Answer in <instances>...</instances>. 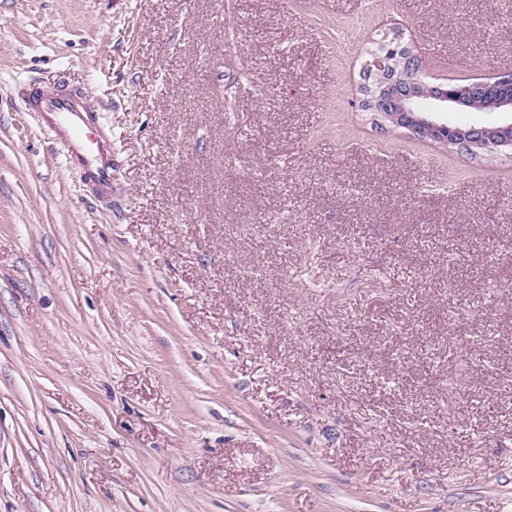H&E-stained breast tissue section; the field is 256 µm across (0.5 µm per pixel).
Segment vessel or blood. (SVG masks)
<instances>
[{
  "mask_svg": "<svg viewBox=\"0 0 512 512\" xmlns=\"http://www.w3.org/2000/svg\"><path fill=\"white\" fill-rule=\"evenodd\" d=\"M29 107L61 144L67 166L78 170L102 199L112 191V131L99 109L78 90L34 89Z\"/></svg>",
  "mask_w": 512,
  "mask_h": 512,
  "instance_id": "1",
  "label": "vessel or blood"
}]
</instances>
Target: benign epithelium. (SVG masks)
Returning <instances> with one entry per match:
<instances>
[{
	"instance_id": "benign-epithelium-1",
	"label": "benign epithelium",
	"mask_w": 512,
	"mask_h": 512,
	"mask_svg": "<svg viewBox=\"0 0 512 512\" xmlns=\"http://www.w3.org/2000/svg\"><path fill=\"white\" fill-rule=\"evenodd\" d=\"M412 61L413 57L397 45L372 57L369 62L372 71L379 74L398 72L406 83L402 89L393 83L376 86L374 111L394 126L405 128L420 138H431L467 150L512 148V122L496 128L474 126L462 130L451 120V114L464 109L485 84L494 81L511 86L512 71L496 72L464 86L446 84L442 93L432 96Z\"/></svg>"
}]
</instances>
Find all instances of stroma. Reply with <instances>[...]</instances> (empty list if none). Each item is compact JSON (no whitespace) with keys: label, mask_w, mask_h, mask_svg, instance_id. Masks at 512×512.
<instances>
[{"label":"stroma","mask_w":512,"mask_h":512,"mask_svg":"<svg viewBox=\"0 0 512 512\" xmlns=\"http://www.w3.org/2000/svg\"><path fill=\"white\" fill-rule=\"evenodd\" d=\"M391 42L512 70V0H0V512H512V154L383 125ZM29 107L61 144L67 166L78 170L104 200L112 191V130L100 122L96 107L79 90L36 88Z\"/></svg>","instance_id":"1"}]
</instances>
